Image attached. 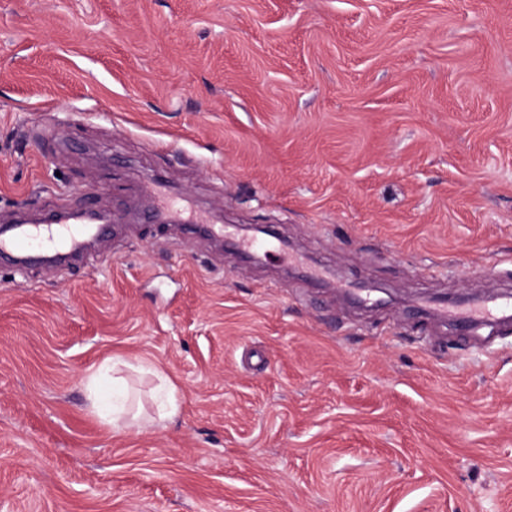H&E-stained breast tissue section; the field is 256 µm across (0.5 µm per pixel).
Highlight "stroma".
Returning a JSON list of instances; mask_svg holds the SVG:
<instances>
[{
  "label": "stroma",
  "mask_w": 512,
  "mask_h": 512,
  "mask_svg": "<svg viewBox=\"0 0 512 512\" xmlns=\"http://www.w3.org/2000/svg\"><path fill=\"white\" fill-rule=\"evenodd\" d=\"M60 205L115 233L0 264V512H512V325L425 313L512 291V0H0V218ZM137 362V366H134L129 361L121 357H115L112 358V360L105 362V364L100 367V371L104 370L107 373H112L113 401L109 410V415L112 428L117 431L125 430L133 425V422H136L137 425H154L156 423H163L172 419L179 411L174 387L169 379L160 373L156 374V377L160 381L157 392L155 393V401L157 403L156 416H151L146 420L140 421L142 418L141 410L138 409L137 412H133L128 408V396L126 393L128 385L121 374L125 370L147 373H152L153 371L152 367L146 365L144 361L139 360ZM123 385L126 391L124 390Z\"/></svg>",
  "instance_id": "35a3bbf8"
}]
</instances>
